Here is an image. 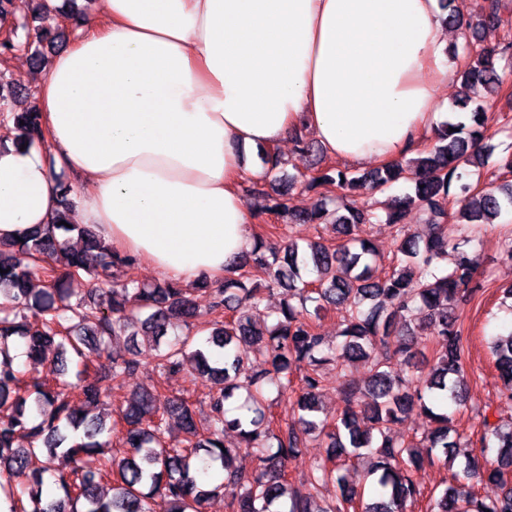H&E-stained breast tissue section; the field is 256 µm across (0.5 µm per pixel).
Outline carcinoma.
<instances>
[{"label":"carcinoma","instance_id":"obj_1","mask_svg":"<svg viewBox=\"0 0 512 512\" xmlns=\"http://www.w3.org/2000/svg\"><path fill=\"white\" fill-rule=\"evenodd\" d=\"M445 24L463 27L459 0H439ZM463 48V88L478 85L492 96L504 92L506 81L498 63L512 56V41L499 49L478 46V27H469ZM34 61L40 45L54 50L62 44L57 33L35 40L25 35ZM23 86L0 90V111L27 146L43 136L41 115L9 109L10 97ZM486 103L469 112L468 122L448 123L435 133L430 149L417 158L380 166L354 176L341 170L329 174L313 168L309 174L285 177L276 166L265 170L268 188L254 183L247 192L257 201L254 215L274 214L292 224H322L333 220L337 243L311 242L302 248L290 239L278 249L265 248L269 224L251 235V248L236 276L224 283L202 282L210 291L208 312L199 311L193 292L176 282L149 285L134 275L136 259L123 255L88 226L68 228L73 207L70 191H62L53 223L33 226L23 240H0V495L4 512H154L163 496L168 512H205L219 495L229 512H272L282 499L288 512H406L421 495L414 479L424 459L448 457L459 447L457 406L467 398L464 368L465 337L459 311L476 292L474 269L466 251L448 240L444 224L454 216L472 238H478L502 212L512 208L508 187H480L486 163ZM400 181L413 191L393 200L385 218L351 195L358 187L379 191ZM334 185L341 191L335 203L321 195L305 211H291L288 189ZM417 211L427 225L426 236L409 232L406 217ZM391 225L396 248L381 258L373 242L360 235L362 224ZM77 233L85 247L72 249L68 235ZM456 253L453 268L448 254ZM311 269L315 278L303 279ZM42 279L32 292L30 281ZM86 278L92 288L75 299L67 284ZM278 289L285 296L275 309L265 295ZM339 311L340 340L331 343L318 332L322 313ZM230 313L224 317V313ZM263 319L264 330L256 328ZM188 333L156 345L152 355L164 371L192 369L210 385L211 415L195 420L183 399L158 391L133 389L118 405L124 424V456L108 448L106 437L117 423L107 411L111 395L90 376L85 349L107 352L109 341H136L140 334L167 335L172 321ZM17 338L26 360L49 363L46 376L30 377L5 353L3 345ZM434 365L424 373L416 363L427 345ZM79 359L75 381L62 379L66 355ZM501 396L512 404V331L493 347ZM361 361L370 376L359 383L347 369ZM336 364L346 406L332 417L318 406L317 393L325 378L320 367ZM139 366L135 357L108 358L110 376L123 381ZM247 398L246 416L229 418L224 402L236 391ZM294 393L296 413L281 423L272 406ZM419 405L425 419L421 438L397 440L391 426L401 414ZM177 418L188 434L182 441L167 427ZM237 441H224L227 432ZM328 440L334 453L311 466L308 491L296 490L288 479V462L309 436ZM371 455L372 486L348 485L344 468L361 451ZM254 454L260 470L242 481L231 469L240 452ZM92 458L91 469L85 460ZM49 473L63 495L44 499V474ZM512 427L483 419L479 447L465 454L451 481L430 498L427 512H512ZM493 482L500 493L485 499L478 485ZM338 487L335 502L322 507L316 492L328 483Z\"/></svg>","mask_w":512,"mask_h":512}]
</instances>
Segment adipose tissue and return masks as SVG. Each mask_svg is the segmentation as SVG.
I'll return each mask as SVG.
<instances>
[{"instance_id":"ef3b65f1","label":"adipose tissue","mask_w":512,"mask_h":512,"mask_svg":"<svg viewBox=\"0 0 512 512\" xmlns=\"http://www.w3.org/2000/svg\"><path fill=\"white\" fill-rule=\"evenodd\" d=\"M438 0H102L47 64L44 145L0 140V240L50 221L60 171L82 223L181 285L250 247L246 151L310 128L332 157L391 164L447 122Z\"/></svg>"}]
</instances>
